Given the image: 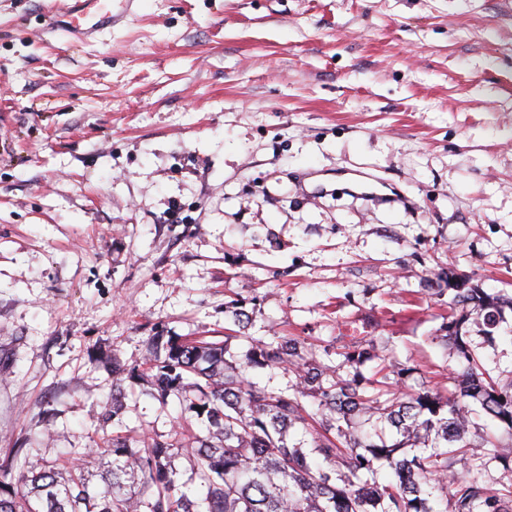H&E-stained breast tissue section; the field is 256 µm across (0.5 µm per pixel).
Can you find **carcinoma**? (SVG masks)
<instances>
[{
	"mask_svg": "<svg viewBox=\"0 0 512 512\" xmlns=\"http://www.w3.org/2000/svg\"><path fill=\"white\" fill-rule=\"evenodd\" d=\"M506 303L512 298L477 287L452 289L440 331L462 369L445 399L402 391L390 380L396 364H385L368 342L345 361L380 359L373 379L337 375L306 356L296 338L256 341L249 364L296 376L288 389L274 390L248 381L221 342L151 336V395L180 397L187 413L206 419L207 434L156 437L137 451L117 434L66 476L32 464L17 482L0 481V512H512V482L497 488L477 474L454 476L457 464L479 459L466 438L471 405L512 432V381H494L462 332L472 306L483 312L484 334L493 335ZM112 375L115 404L140 372L115 366ZM304 397L317 402L316 412ZM357 418L375 420L374 432L359 435ZM292 431L310 436L311 448L291 441ZM177 456L193 462L201 495L180 489L171 467ZM103 459L108 478L100 491L87 473Z\"/></svg>",
	"mask_w": 512,
	"mask_h": 512,
	"instance_id": "cac0c4a2",
	"label": "carcinoma"
}]
</instances>
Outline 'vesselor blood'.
Returning a JSON list of instances; mask_svg holds the SVG:
<instances>
[{
  "instance_id": "1",
  "label": "vessel or blood",
  "mask_w": 512,
  "mask_h": 512,
  "mask_svg": "<svg viewBox=\"0 0 512 512\" xmlns=\"http://www.w3.org/2000/svg\"><path fill=\"white\" fill-rule=\"evenodd\" d=\"M137 0H66L60 10L46 14L50 31H66L87 39L135 14Z\"/></svg>"
}]
</instances>
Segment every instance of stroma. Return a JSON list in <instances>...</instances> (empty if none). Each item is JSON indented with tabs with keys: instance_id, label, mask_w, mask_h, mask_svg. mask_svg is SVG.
<instances>
[{
	"instance_id": "35a3bbf8",
	"label": "stroma",
	"mask_w": 512,
	"mask_h": 512,
	"mask_svg": "<svg viewBox=\"0 0 512 512\" xmlns=\"http://www.w3.org/2000/svg\"><path fill=\"white\" fill-rule=\"evenodd\" d=\"M43 11L0 0V459L205 434L145 377L105 418L156 329L239 365L299 337L342 376L364 337L447 395L426 275L512 297V0H140L89 44ZM465 328L512 380V310ZM118 366V367H117ZM112 420L117 416V411L115 410V405L119 401V398L125 395V383L130 381L134 383L135 380H139L141 374L139 370L132 368L126 369L122 368L120 365H115L112 368Z\"/></svg>"
}]
</instances>
